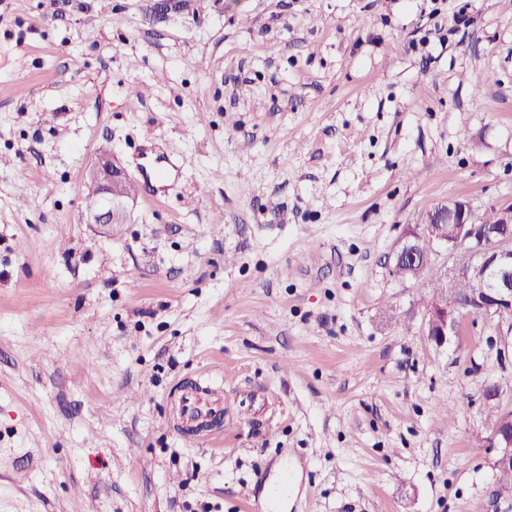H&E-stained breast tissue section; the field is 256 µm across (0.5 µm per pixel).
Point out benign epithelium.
<instances>
[{"label": "benign epithelium", "instance_id": "benign-epithelium-1", "mask_svg": "<svg viewBox=\"0 0 512 512\" xmlns=\"http://www.w3.org/2000/svg\"><path fill=\"white\" fill-rule=\"evenodd\" d=\"M88 176L101 194V205L89 213L91 224H124L127 199L113 190L128 174L110 155H99ZM496 224H475L468 202L453 200L429 211L420 228L409 227L393 252V265L418 277L436 255L448 252L450 283L466 280L469 294L462 304L445 298L432 299L427 312L426 334L437 347L448 344L462 313L512 315V207H502ZM495 470L512 468V417L507 416L491 434Z\"/></svg>", "mask_w": 512, "mask_h": 512}]
</instances>
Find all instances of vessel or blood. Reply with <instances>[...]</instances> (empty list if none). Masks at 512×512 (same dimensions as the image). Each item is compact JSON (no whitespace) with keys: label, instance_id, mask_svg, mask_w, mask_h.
Returning <instances> with one entry per match:
<instances>
[{"label":"vessel or blood","instance_id":"1","mask_svg":"<svg viewBox=\"0 0 512 512\" xmlns=\"http://www.w3.org/2000/svg\"><path fill=\"white\" fill-rule=\"evenodd\" d=\"M176 416L181 431H195L203 442L213 445L224 436V398L219 391L196 385L181 387Z\"/></svg>","mask_w":512,"mask_h":512}]
</instances>
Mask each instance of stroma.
Masks as SVG:
<instances>
[{"label":"stroma","mask_w":512,"mask_h":512,"mask_svg":"<svg viewBox=\"0 0 512 512\" xmlns=\"http://www.w3.org/2000/svg\"><path fill=\"white\" fill-rule=\"evenodd\" d=\"M455 199L512 205V0H0V512H512V320L435 347L392 272ZM88 176L101 194V205L89 213L90 224H124L127 221V199L116 191V186L129 177L112 155H98L89 168ZM112 186V192H111ZM176 406L178 428L191 431L198 439L217 444L224 437V397L218 390L202 389L196 384L180 388ZM212 419L207 426L191 430L200 421ZM491 415V429L498 423L499 416H506L491 434V446L495 452L493 467L496 471L512 468V411ZM511 415V416H508Z\"/></svg>","instance_id":"35a3bbf8"}]
</instances>
